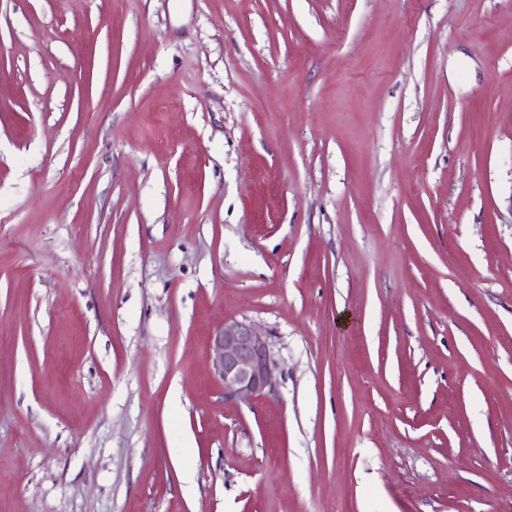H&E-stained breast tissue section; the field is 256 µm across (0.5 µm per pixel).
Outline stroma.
<instances>
[{"label":"stroma","mask_w":512,"mask_h":512,"mask_svg":"<svg viewBox=\"0 0 512 512\" xmlns=\"http://www.w3.org/2000/svg\"><path fill=\"white\" fill-rule=\"evenodd\" d=\"M0 512H512V0H0ZM214 371L224 382V398L250 403L272 385V359L267 338L243 321L225 322L210 338Z\"/></svg>","instance_id":"35a3bbf8"}]
</instances>
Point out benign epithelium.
I'll return each mask as SVG.
<instances>
[{
	"label": "benign epithelium",
	"instance_id": "obj_1",
	"mask_svg": "<svg viewBox=\"0 0 512 512\" xmlns=\"http://www.w3.org/2000/svg\"><path fill=\"white\" fill-rule=\"evenodd\" d=\"M214 371L224 382V400L250 403L272 385L267 338L255 326L232 320L210 338Z\"/></svg>",
	"mask_w": 512,
	"mask_h": 512
}]
</instances>
